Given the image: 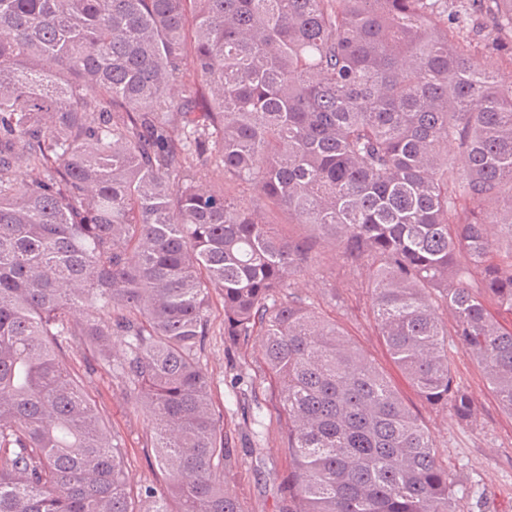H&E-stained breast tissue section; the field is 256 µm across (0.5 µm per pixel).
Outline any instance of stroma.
Returning a JSON list of instances; mask_svg holds the SVG:
<instances>
[{"mask_svg":"<svg viewBox=\"0 0 512 512\" xmlns=\"http://www.w3.org/2000/svg\"><path fill=\"white\" fill-rule=\"evenodd\" d=\"M293 291L335 318L350 340L385 370L406 404L422 417L449 473L484 491L486 512H512V416L500 410L477 364L466 355L456 357V376L477 405L476 421L464 423L423 402L405 374L392 363L378 334L371 290L364 275L327 250L316 272L296 277ZM211 320L212 334L202 361L214 381V410L223 415L245 450L238 470L237 491L246 512H277L280 481L288 468V456L280 444L274 384L260 376L246 395L237 400L229 398L231 379L242 364L259 366L260 354L255 348L241 354L225 347L220 303H213ZM70 364L75 373L82 375L85 393L100 409L109 428L122 437L127 448V466L135 481L164 486L165 477L155 467L148 446V415L128 402L121 379L99 362L91 347L74 351ZM258 407L266 415V428L259 435L250 423Z\"/></svg>","mask_w":512,"mask_h":512,"instance_id":"obj_1","label":"stroma"}]
</instances>
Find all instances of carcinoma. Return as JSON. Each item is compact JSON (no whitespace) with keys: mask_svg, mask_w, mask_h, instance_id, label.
Segmentation results:
<instances>
[{"mask_svg":"<svg viewBox=\"0 0 512 512\" xmlns=\"http://www.w3.org/2000/svg\"><path fill=\"white\" fill-rule=\"evenodd\" d=\"M487 54L512 75V0H0V512H245L201 361L214 294L276 383L279 512H485L287 289L334 248L420 397L471 419L451 343L512 415V80ZM207 163L234 193L195 183ZM87 344L164 487L133 491L66 359Z\"/></svg>","mask_w":512,"mask_h":512,"instance_id":"obj_1","label":"carcinoma"}]
</instances>
